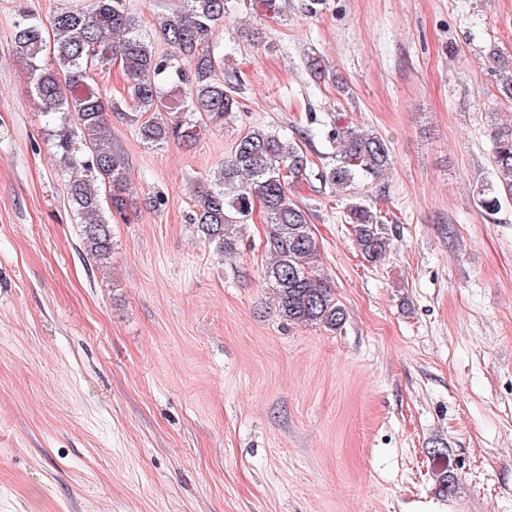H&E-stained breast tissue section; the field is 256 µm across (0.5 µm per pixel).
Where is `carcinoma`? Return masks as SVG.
I'll use <instances>...</instances> for the list:
<instances>
[{
    "instance_id": "carcinoma-1",
    "label": "carcinoma",
    "mask_w": 512,
    "mask_h": 512,
    "mask_svg": "<svg viewBox=\"0 0 512 512\" xmlns=\"http://www.w3.org/2000/svg\"><path fill=\"white\" fill-rule=\"evenodd\" d=\"M83 7L54 13L48 22L24 15L15 24L9 52L30 71L31 91L39 108L51 117L52 141L65 166L79 176L68 184L69 201L81 219V240L100 270L112 265V213L126 217L147 201L132 188L128 161L112 149L108 119L111 96L99 87L96 71L119 63L127 79L126 103L136 116L137 136L147 146L169 141L191 145L212 125H222L240 111L236 87L224 79L223 59L216 56L213 34L224 25L230 0H184L177 12L162 18L158 35L172 52L159 55L154 36L143 28L129 0H86ZM167 98L166 115L156 112ZM497 184L476 187L477 205L485 215L497 214L504 197L512 198V124L490 119L487 129ZM333 162L319 179L338 191H352L377 179L391 166L386 142L371 133L330 122L325 134ZM81 141L86 153L75 150ZM309 160L302 148L277 130L252 127L234 142L230 154L197 187L191 221L205 246L220 259L236 258L239 229L261 205L268 225L271 262L264 270L276 311L288 324L341 327L344 309L318 273L320 253L308 216L288 195V188L307 175ZM346 223L353 225L360 251L370 262L384 258L388 240L381 217L355 198ZM433 459L448 489L443 443L435 442Z\"/></svg>"
}]
</instances>
